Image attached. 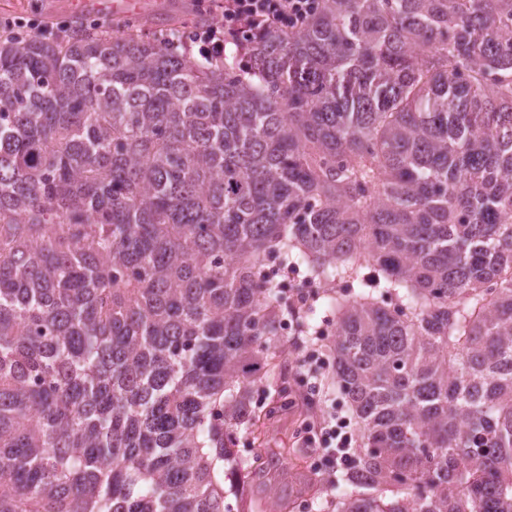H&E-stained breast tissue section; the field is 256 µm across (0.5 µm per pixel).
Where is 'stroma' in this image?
<instances>
[{"label":"stroma","instance_id":"1","mask_svg":"<svg viewBox=\"0 0 512 512\" xmlns=\"http://www.w3.org/2000/svg\"><path fill=\"white\" fill-rule=\"evenodd\" d=\"M72 17L67 0H0L1 24L19 20L35 33L63 27ZM299 323L308 331L305 342L287 344L281 355L290 385L287 408L271 419L265 408H256L253 425L237 434V448L247 460L263 448L289 451L287 457L265 471L261 480L245 487L246 496L261 505V512H274L285 503L302 505V512H322L324 504L346 488L342 482L320 481L319 472L335 470L336 462L325 451L305 447L302 441L305 426L315 422L322 411L333 407L341 415L349 413L345 400L330 385L332 368L323 369L313 380L300 365L306 357L316 361L329 356L327 346L333 339L336 313L328 304L325 290L308 295Z\"/></svg>","mask_w":512,"mask_h":512}]
</instances>
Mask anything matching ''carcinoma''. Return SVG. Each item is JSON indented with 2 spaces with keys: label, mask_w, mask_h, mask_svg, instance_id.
Segmentation results:
<instances>
[{
  "label": "carcinoma",
  "mask_w": 512,
  "mask_h": 512,
  "mask_svg": "<svg viewBox=\"0 0 512 512\" xmlns=\"http://www.w3.org/2000/svg\"><path fill=\"white\" fill-rule=\"evenodd\" d=\"M133 29L0 33V512H254L272 259L361 288L325 512H512V0H317L234 68Z\"/></svg>",
  "instance_id": "carcinoma-1"
}]
</instances>
